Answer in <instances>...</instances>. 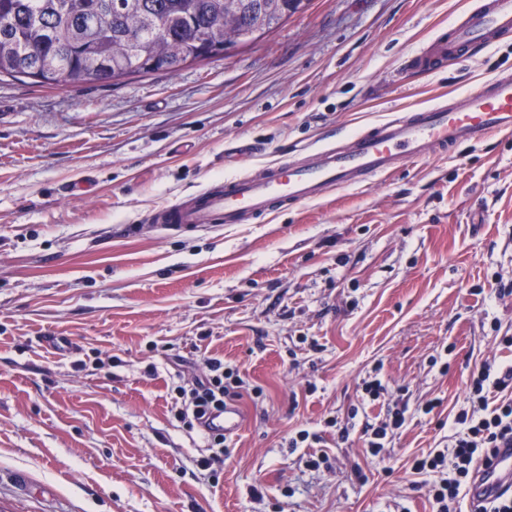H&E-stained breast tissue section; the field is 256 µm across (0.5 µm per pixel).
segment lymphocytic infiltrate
<instances>
[{
    "instance_id": "1",
    "label": "lymphocytic infiltrate",
    "mask_w": 512,
    "mask_h": 512,
    "mask_svg": "<svg viewBox=\"0 0 512 512\" xmlns=\"http://www.w3.org/2000/svg\"><path fill=\"white\" fill-rule=\"evenodd\" d=\"M207 369L191 387L177 389L181 404L175 418L191 431L202 428L207 411L223 410L225 400L238 399L243 385L238 372L225 368L219 359H208ZM509 389L512 364H482L471 375L466 406L455 417L448 444L414 459L411 471L429 477L436 512H461L480 465L489 463L503 442H512V400L495 407L488 404L489 391Z\"/></svg>"
}]
</instances>
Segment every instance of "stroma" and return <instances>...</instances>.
<instances>
[{
	"label": "stroma",
	"instance_id": "obj_1",
	"mask_svg": "<svg viewBox=\"0 0 512 512\" xmlns=\"http://www.w3.org/2000/svg\"><path fill=\"white\" fill-rule=\"evenodd\" d=\"M477 2L312 0L176 72L0 77V512H434L412 458L475 368L512 361L494 340L512 336V133L250 224L150 215L512 69V39L406 67ZM209 358L239 368L247 420L206 469L174 389ZM375 372L415 410L440 402L381 459L362 440L386 416ZM304 429L317 442L291 447Z\"/></svg>",
	"mask_w": 512,
	"mask_h": 512
}]
</instances>
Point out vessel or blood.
<instances>
[{
    "mask_svg": "<svg viewBox=\"0 0 512 512\" xmlns=\"http://www.w3.org/2000/svg\"><path fill=\"white\" fill-rule=\"evenodd\" d=\"M512 35V0H479L430 48L411 54L410 66L435 72L472 53L488 50ZM512 133V71L502 70L478 87L453 98L395 115L367 131L275 163L258 175L242 172L205 186L151 215L168 229L213 224H248L283 206H302L330 192L387 175L406 159L445 152L467 143ZM245 415L233 401L207 415L205 428L227 435L240 430ZM512 495V446L497 449L492 465L481 467L469 497L481 502Z\"/></svg>",
    "mask_w": 512,
    "mask_h": 512,
    "instance_id": "vessel-or-blood-1",
    "label": "vessel or blood"
}]
</instances>
